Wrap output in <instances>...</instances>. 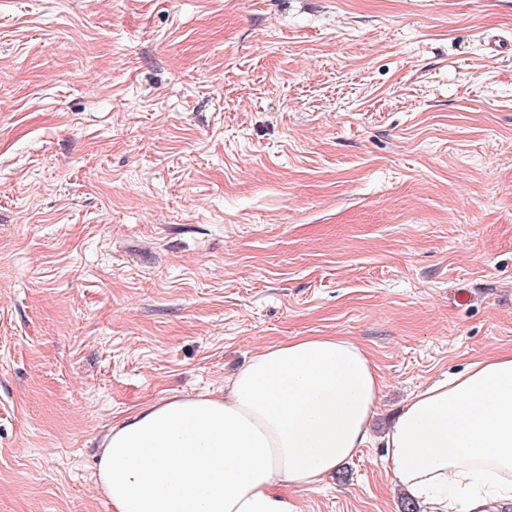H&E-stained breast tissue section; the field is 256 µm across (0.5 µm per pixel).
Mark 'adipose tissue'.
Listing matches in <instances>:
<instances>
[{
    "label": "adipose tissue",
    "mask_w": 512,
    "mask_h": 512,
    "mask_svg": "<svg viewBox=\"0 0 512 512\" xmlns=\"http://www.w3.org/2000/svg\"><path fill=\"white\" fill-rule=\"evenodd\" d=\"M381 386L346 338L264 347L223 395L163 399L113 423L97 483L112 512H301L290 487H318L371 442ZM382 444L423 512L512 503V352L416 392Z\"/></svg>",
    "instance_id": "1"
}]
</instances>
